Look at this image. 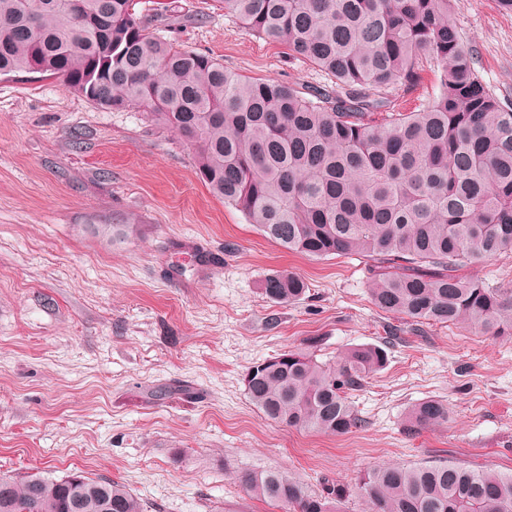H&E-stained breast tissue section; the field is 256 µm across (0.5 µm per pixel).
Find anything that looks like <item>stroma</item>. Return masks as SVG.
Wrapping results in <instances>:
<instances>
[{"label": "stroma", "mask_w": 512, "mask_h": 512, "mask_svg": "<svg viewBox=\"0 0 512 512\" xmlns=\"http://www.w3.org/2000/svg\"><path fill=\"white\" fill-rule=\"evenodd\" d=\"M138 0L149 36L299 91L324 72L240 28L218 0ZM482 84L512 105V14L452 0ZM288 270L292 305L260 292ZM370 265L315 259L266 238L199 178L195 151L148 110L104 109L49 74L0 76V475L124 484L145 512H271L240 478L279 470L354 487L382 464L453 462L512 472V337L414 326L371 301ZM318 340V359L385 347L350 401L363 424L334 436L275 424L243 378ZM448 424L408 433L412 405ZM306 284L296 273L276 271L262 281V294L273 303L294 304L306 293ZM448 418V405L438 399H426L413 405L406 416L412 433L423 428L448 424Z\"/></svg>", "instance_id": "obj_1"}]
</instances>
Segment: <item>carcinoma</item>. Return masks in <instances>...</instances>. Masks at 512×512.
I'll use <instances>...</instances> for the list:
<instances>
[{
    "label": "carcinoma",
    "instance_id": "carcinoma-1",
    "mask_svg": "<svg viewBox=\"0 0 512 512\" xmlns=\"http://www.w3.org/2000/svg\"><path fill=\"white\" fill-rule=\"evenodd\" d=\"M0 0V75L50 73L102 108L133 106L195 150L211 191L284 249L371 261L370 297L416 324L512 335V288L461 271L512 252V108L478 78L451 0H221L224 12L336 88L304 96L247 80L204 52L151 38L135 0ZM440 71V91L404 112L383 95ZM306 293L296 273L262 281L273 303ZM317 339L251 366L250 402L287 428L344 435L361 426L347 393L387 362L359 345L332 363ZM448 404L409 408L410 432L448 423ZM256 499L284 512H342L349 489L316 492L279 471L249 473ZM369 512H512V473L457 464L386 465L361 480ZM0 512H144L124 485L81 475H0Z\"/></svg>",
    "mask_w": 512,
    "mask_h": 512
}]
</instances>
